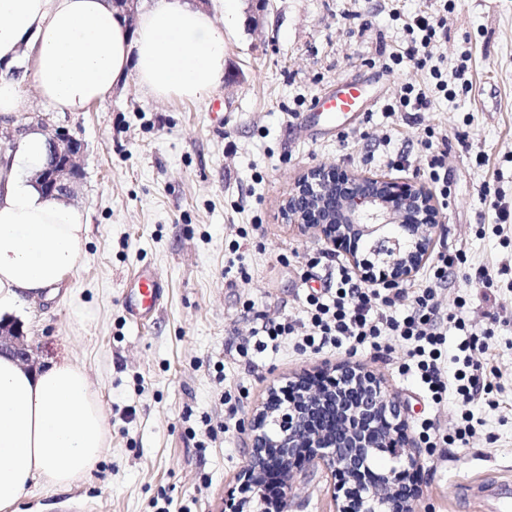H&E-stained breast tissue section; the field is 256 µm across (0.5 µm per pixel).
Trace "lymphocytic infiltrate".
Returning a JSON list of instances; mask_svg holds the SVG:
<instances>
[{
    "mask_svg": "<svg viewBox=\"0 0 512 512\" xmlns=\"http://www.w3.org/2000/svg\"><path fill=\"white\" fill-rule=\"evenodd\" d=\"M441 26L434 13H416L403 28L406 47L403 53L394 56V63L408 60L425 65ZM430 77L432 92L411 85L404 87L399 100L388 105V114L429 108L436 93L454 98L455 93L449 90L440 69L431 68ZM462 261L460 248L443 246L427 270V285L399 288L391 295L358 279L348 266L338 265L329 271L336 279L335 288L306 295L303 321L271 320L262 324L253 331L254 347L260 352L277 348L290 336L297 337L300 347L314 352L327 347L346 346L354 350L366 344L377 347L384 342L400 341L407 346L403 372L417 375L432 396L451 388L463 403H473L479 393L483 365L474 342L468 339L459 344L457 355L445 354L448 330H465L466 322L457 314L443 311L434 289L435 283L447 281L449 273ZM399 302L405 303L407 310L397 315L393 308Z\"/></svg>",
    "mask_w": 512,
    "mask_h": 512,
    "instance_id": "1",
    "label": "lymphocytic infiltrate"
}]
</instances>
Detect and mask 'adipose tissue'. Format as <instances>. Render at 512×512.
I'll use <instances>...</instances> for the list:
<instances>
[{"mask_svg":"<svg viewBox=\"0 0 512 512\" xmlns=\"http://www.w3.org/2000/svg\"><path fill=\"white\" fill-rule=\"evenodd\" d=\"M224 45L223 29L184 0H155L133 28L111 0H0V116L21 108L20 52L44 102L82 112L131 77L152 98H205L224 76ZM46 153L32 130L0 164V313L59 287L87 237L85 213L31 176ZM106 447V414L82 369L64 361L32 372L0 356V512L33 484L69 488Z\"/></svg>","mask_w":512,"mask_h":512,"instance_id":"obj_1","label":"adipose tissue"}]
</instances>
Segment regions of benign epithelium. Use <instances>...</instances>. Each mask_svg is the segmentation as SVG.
I'll return each instance as SVG.
<instances>
[{
    "instance_id": "7a95c632",
    "label": "benign epithelium",
    "mask_w": 512,
    "mask_h": 512,
    "mask_svg": "<svg viewBox=\"0 0 512 512\" xmlns=\"http://www.w3.org/2000/svg\"><path fill=\"white\" fill-rule=\"evenodd\" d=\"M48 151L35 179L46 195L70 200L84 176L83 144L57 130L48 137ZM282 218L330 244L348 243L349 261L361 277L396 288L428 260L440 211L422 183L401 186L383 176L350 173L339 186L336 169L319 165L295 183ZM0 354L30 366L20 324L0 321ZM294 384L295 400L282 403L273 386L247 418L241 496L230 499L229 512H287L288 494L310 477L298 467L302 461L330 474L336 512H416L403 479L418 460L381 376L347 365L336 387L327 389L308 374Z\"/></svg>"
}]
</instances>
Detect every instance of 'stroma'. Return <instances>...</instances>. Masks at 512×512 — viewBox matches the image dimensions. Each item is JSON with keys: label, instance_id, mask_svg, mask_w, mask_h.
<instances>
[{"label": "stroma", "instance_id": "stroma-1", "mask_svg": "<svg viewBox=\"0 0 512 512\" xmlns=\"http://www.w3.org/2000/svg\"><path fill=\"white\" fill-rule=\"evenodd\" d=\"M425 0H237L225 29V72L204 99L145 96L135 79L83 112H55L27 68L24 101L0 131L20 134L37 118L84 144V178L73 206L88 218L74 271L13 314L41 367L82 368L107 417L102 459L70 489L32 486L15 512H159L165 499L187 512H225L239 494L247 434L241 424L273 382L357 364L380 373L406 410L419 466L410 477L417 512H500L494 488L512 485V223L495 232L479 201L483 185L512 196V0H448L431 66L457 89L411 122L384 108L412 84L430 88L428 68L392 64L408 15ZM354 81L373 110L339 139L304 140L294 124L324 92ZM472 90L460 93L462 82ZM389 137L372 152V138ZM432 140L425 149L424 140ZM408 151L395 170L387 159ZM445 153L452 197L438 241L461 247L465 265L436 284L448 311L484 335L481 423L467 445L449 442L461 410L451 394L432 400L400 366L392 342L322 354L280 348L243 357L238 347L268 319H303V297L326 287L318 236L283 222L280 205L317 165L340 172L428 183L430 151ZM243 260L248 278L228 272ZM164 283L159 310L143 324L124 309L138 268ZM486 269L490 284L471 276ZM432 421L431 436L421 432ZM330 477L317 472L288 500V512H335Z\"/></svg>", "mask_w": 512, "mask_h": 512}]
</instances>
